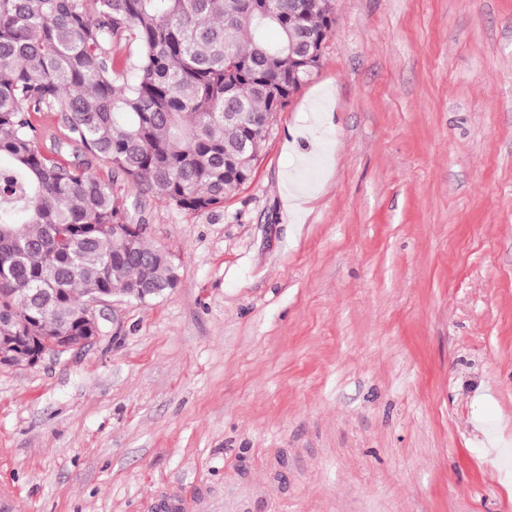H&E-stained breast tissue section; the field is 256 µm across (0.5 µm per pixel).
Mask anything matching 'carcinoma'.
<instances>
[{"label": "carcinoma", "mask_w": 512, "mask_h": 512, "mask_svg": "<svg viewBox=\"0 0 512 512\" xmlns=\"http://www.w3.org/2000/svg\"><path fill=\"white\" fill-rule=\"evenodd\" d=\"M334 24L328 0H0V337L55 336L95 292L158 299L135 288L157 247L94 168L177 209L223 204L244 185L224 159L252 172L265 116L320 66L302 47ZM42 113L66 130L48 151Z\"/></svg>", "instance_id": "carcinoma-1"}]
</instances>
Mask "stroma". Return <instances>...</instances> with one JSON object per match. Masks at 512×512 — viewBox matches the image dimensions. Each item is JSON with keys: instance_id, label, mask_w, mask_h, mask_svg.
I'll list each match as a JSON object with an SVG mask.
<instances>
[{"instance_id": "1", "label": "stroma", "mask_w": 512, "mask_h": 512, "mask_svg": "<svg viewBox=\"0 0 512 512\" xmlns=\"http://www.w3.org/2000/svg\"><path fill=\"white\" fill-rule=\"evenodd\" d=\"M331 7L222 206L97 168L178 285L0 364L8 512H512V0Z\"/></svg>"}]
</instances>
